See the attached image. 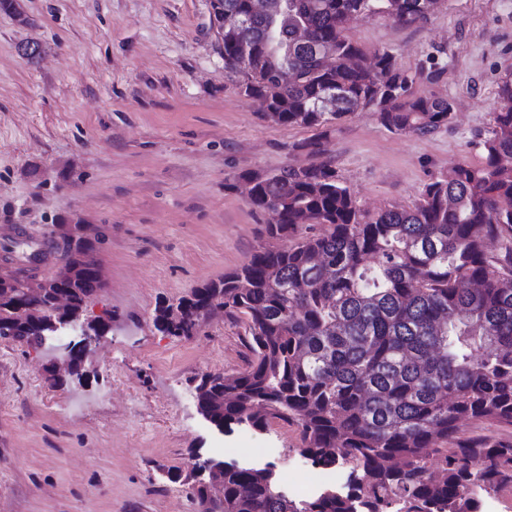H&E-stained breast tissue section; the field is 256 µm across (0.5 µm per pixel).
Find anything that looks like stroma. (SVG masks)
Listing matches in <instances>:
<instances>
[{
    "instance_id": "obj_1",
    "label": "stroma",
    "mask_w": 512,
    "mask_h": 512,
    "mask_svg": "<svg viewBox=\"0 0 512 512\" xmlns=\"http://www.w3.org/2000/svg\"><path fill=\"white\" fill-rule=\"evenodd\" d=\"M0 8V225L56 239L82 224L103 285L90 314L112 330L83 381L52 386L63 350L0 341V512H200L166 478L214 457L272 465L289 498L312 500L295 427L222 433L198 413L195 380L252 358L244 324L220 315L193 336L154 325L178 302L246 263L267 239L243 173L305 165L310 129L261 116L224 72L212 0H13ZM367 56L435 70L418 95L454 102L449 126L419 138L354 113L322 142L369 209L415 202L449 166L480 165L476 134L512 75V0H442L427 21L357 19L345 31ZM39 44L40 58L23 49ZM85 401L72 411L71 398Z\"/></svg>"
}]
</instances>
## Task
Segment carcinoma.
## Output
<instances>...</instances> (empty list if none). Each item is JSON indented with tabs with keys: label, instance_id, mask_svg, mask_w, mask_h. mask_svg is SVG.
<instances>
[{
	"label": "carcinoma",
	"instance_id": "cac0c4a2",
	"mask_svg": "<svg viewBox=\"0 0 512 512\" xmlns=\"http://www.w3.org/2000/svg\"><path fill=\"white\" fill-rule=\"evenodd\" d=\"M420 0H212L224 22V70L262 116L315 131L296 149L321 154V139L347 116L375 112L387 130L417 137L447 126L453 103L416 96L434 72L409 73L388 51L369 62L344 34L354 18L427 20ZM478 134V167L458 165L425 183L409 207L363 208L327 161L241 175L253 210L269 214L270 239L250 260L177 304L158 303L154 324L196 334L220 309L244 323L253 355L235 376L208 373L197 406L219 431L296 427L301 455L346 482L311 501L281 493L271 466H224L214 497L182 469L201 512H483V495L512 484V440L462 439L457 423L512 427V77ZM50 277L73 315L102 288L80 224L59 225ZM49 296L0 284V324L37 347L48 333Z\"/></svg>",
	"mask_w": 512,
	"mask_h": 512
}]
</instances>
